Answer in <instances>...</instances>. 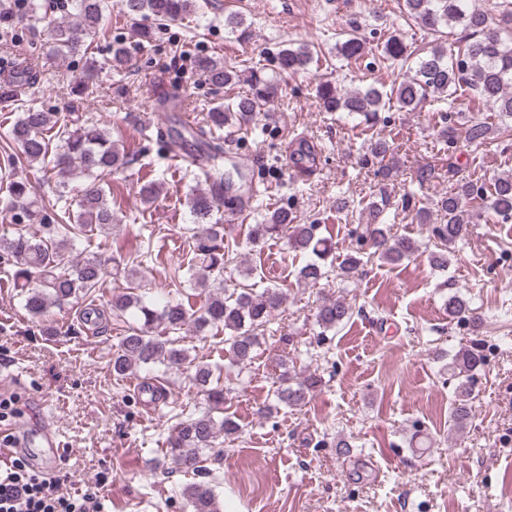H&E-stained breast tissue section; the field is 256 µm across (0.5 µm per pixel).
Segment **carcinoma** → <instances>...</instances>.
Instances as JSON below:
<instances>
[{"label": "carcinoma", "instance_id": "obj_1", "mask_svg": "<svg viewBox=\"0 0 512 512\" xmlns=\"http://www.w3.org/2000/svg\"><path fill=\"white\" fill-rule=\"evenodd\" d=\"M117 5L133 19L152 16L160 25L182 20L196 11L195 0H118ZM71 7L75 22L56 21L49 27L53 47L63 56L86 52L105 17V0H71ZM402 9L433 34L443 28L461 27L467 35L463 48L450 56L440 46L431 47L418 57L413 73L388 93L376 87L342 93L332 82L322 81L317 94L325 111L355 114L361 117L362 123L372 126L381 109L393 101L412 111L431 99L452 98L465 86L473 91V109L480 112L489 108L498 113L501 121L495 128L480 119L470 121L464 131L467 141L481 145L495 135L512 132V10L494 17L472 6V0H402ZM337 52L349 61H356L365 53L364 42L349 33L337 45ZM382 52L384 58L393 62H405L411 56L408 45L396 35L386 39ZM312 59L311 49L305 43L278 53L279 68L288 74L307 69ZM129 61V47L117 44L112 46L106 65L122 70ZM199 68L214 85L239 78L236 71L214 60L201 61ZM272 89L268 80L252 76L249 94L231 103L218 104L208 112L210 130L220 131L226 126L249 122L269 102ZM200 147L208 165L204 175L213 179L212 190L191 191L187 205L194 223L203 225L192 279L196 287L206 289L211 287L210 275L224 270V225L215 217L224 206V172L219 165L224 148L220 139L214 137L201 142ZM3 151L0 160L6 172L0 177V210L9 214L14 234L0 240V265L7 268L14 287L20 289L28 313L34 318H44L50 308L92 294L111 275L107 260L94 255L76 259L68 253V247L89 227L101 230L115 227L116 217L101 180L122 172L132 158L93 119L46 112L34 105L19 113L5 134ZM36 163L53 164L58 176L61 190L55 202L48 206L29 199L27 182L12 178L16 168ZM466 203L492 211L504 223L511 221L512 174L495 178L490 187L459 175L453 188L437 200L436 207L445 223L432 227L440 251L431 255V263L439 269L448 267L451 247L468 235L470 220L464 210ZM384 210L385 207L373 202L363 208L366 223L359 225L357 248L336 265L332 246L328 238L320 235L319 225L297 224L282 207L272 211L265 223L250 225L248 239L257 245L269 238L285 236L289 249L308 256L296 273L300 284L319 282L327 277L332 266L336 267L337 276L348 280L374 258L398 264L421 248L419 241L394 235L389 227L379 223ZM35 222L44 226L47 236L36 238L27 232V226ZM282 303L283 296L275 289L255 295L220 286L208 293L197 313L181 302L167 301L159 308L145 301L137 288L130 285L112 294L110 309L114 313H132L139 326L129 328L120 348L112 355V372L124 377L141 366L192 364L188 351L179 346L181 333L190 327L198 332L209 327L230 331V336L224 339L227 353L231 364L243 370L254 359L260 332ZM447 307L448 316L457 322L473 330L479 326L481 317L466 299L453 295ZM352 315V306L345 300L330 298L318 305L315 318L327 332L343 325ZM485 361L484 343L472 340L459 348L449 364L456 383L448 420L458 432L466 429L470 421L475 374ZM212 376L210 367L195 366L193 380L206 394L207 410L175 427L165 459L176 466L198 463L204 451L214 448L219 435L230 438L239 432V424L224 414L226 390L212 385ZM321 383V378L312 374L296 380L283 373L273 399L261 409L260 415L271 418L283 407L305 404ZM182 495L193 512H220L216 507L215 484L210 480L186 485Z\"/></svg>", "mask_w": 512, "mask_h": 512}]
</instances>
